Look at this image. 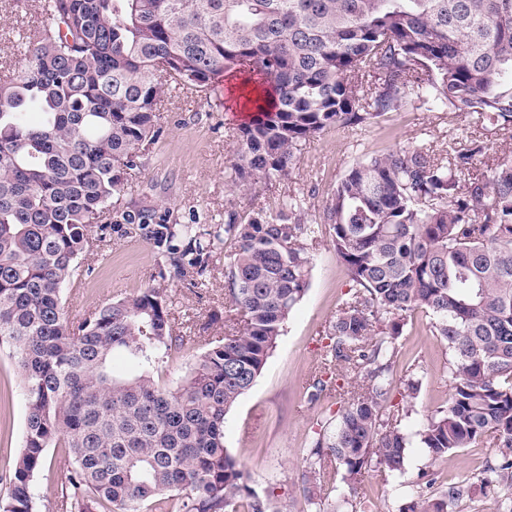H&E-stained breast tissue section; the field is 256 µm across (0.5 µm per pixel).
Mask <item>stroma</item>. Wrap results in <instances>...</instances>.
<instances>
[{"instance_id": "35a3bbf8", "label": "stroma", "mask_w": 512, "mask_h": 512, "mask_svg": "<svg viewBox=\"0 0 512 512\" xmlns=\"http://www.w3.org/2000/svg\"><path fill=\"white\" fill-rule=\"evenodd\" d=\"M41 0H0V74L17 67L18 32L38 21ZM231 93L220 99L172 94L162 114L163 133L143 152L124 194L112 200V221L150 212L172 224H220L228 203L250 215L275 212L279 203L302 196L310 217H318L345 170L365 153L432 141L439 153L461 146L466 137L481 134L488 144L476 163L484 172L512 157V137L500 132H478L470 119L414 102L402 111L386 114L363 128L331 130L307 144L288 179L260 183L247 190H231L227 167L241 124L230 107ZM310 288L291 312L284 332L255 385L240 397L224 424V446L242 465L251 486L270 492L281 512H329L333 495L308 504L302 494L301 474L306 466L314 431L335 423L339 402L330 396L309 404L305 395L312 377L322 367L325 330L349 292L350 282L329 237L310 249ZM163 258L136 236L104 232L92 251L79 261L71 284L63 291L64 311L70 321L82 319L107 301L151 286L166 288L172 301L173 325L183 345L172 350L159 367V378L172 383L184 375L199 350L194 337L202 325L220 336L241 327L239 315L224 299V257L216 255L206 288L180 280H161ZM218 322H211V315ZM448 350L430 330L425 315H415L397 341L394 378L414 374L422 386L412 404L393 393L390 414L403 428L413 429L438 408L447 406L451 393ZM25 422L21 374L0 349V499L7 497L13 464L20 449ZM499 448L486 442L446 458L432 460L426 449L412 445L406 451V469L394 478L372 469L350 499L354 512H401L428 479L443 484L472 478L485 462L498 457ZM69 466L67 449L49 448L34 483L37 512H56L57 481Z\"/></svg>"}]
</instances>
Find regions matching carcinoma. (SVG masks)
<instances>
[{
    "label": "carcinoma",
    "mask_w": 512,
    "mask_h": 512,
    "mask_svg": "<svg viewBox=\"0 0 512 512\" xmlns=\"http://www.w3.org/2000/svg\"><path fill=\"white\" fill-rule=\"evenodd\" d=\"M50 28L23 36L25 65L0 81V348L22 375L25 430L0 512H34L46 450L68 449L61 512H276L224 447V423L310 286L327 234L352 282L329 324L330 376L309 404L346 392L315 433L302 492L329 467L354 489L372 465L405 471L416 440L434 460L489 437L501 457L473 481L420 495L408 512H448L473 488L512 486V162L471 175L479 137L452 157L420 142L372 152L336 183L319 219L304 199L274 215L230 205L222 224L100 225L165 258L162 279L206 287L224 251L225 300L242 329L200 348L172 385L155 378L183 338L166 289L143 288L79 323L62 292L92 247L94 220L124 192L162 133L165 98L258 75L271 101L241 126L228 166L240 189L285 179L307 142L363 127L417 99L512 134V0H47ZM417 312L448 348V405L413 433L390 420L396 342ZM138 367L117 375L112 353Z\"/></svg>",
    "instance_id": "obj_1"
}]
</instances>
